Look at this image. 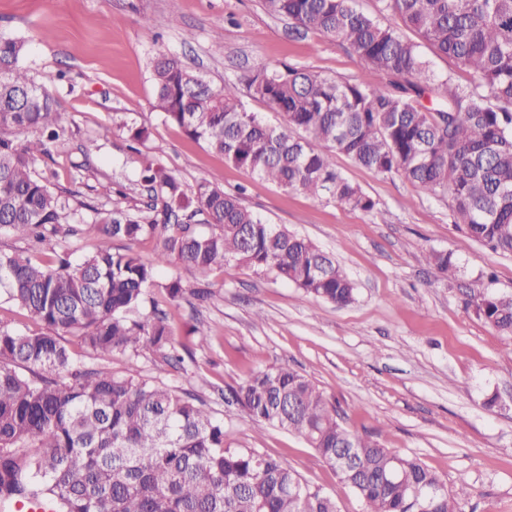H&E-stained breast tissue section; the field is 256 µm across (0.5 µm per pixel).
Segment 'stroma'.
<instances>
[{
	"label": "stroma",
	"instance_id": "obj_1",
	"mask_svg": "<svg viewBox=\"0 0 512 512\" xmlns=\"http://www.w3.org/2000/svg\"><path fill=\"white\" fill-rule=\"evenodd\" d=\"M0 33L26 40L30 75L56 94L66 133L35 168L70 203L98 204L101 184L118 181L128 194L114 206L140 207V153L189 187L203 180L244 187L246 207L333 255L356 287L355 302L342 307L307 300L271 273L217 269L208 276L214 295L200 308L207 344L185 334L187 303L152 291L189 350L188 375L144 358L130 365L96 357L70 336L73 352L99 369L130 365L198 393L223 417L227 442L280 459L334 495L337 512H362L358 495L303 439L256 427L224 403L222 390L259 367L286 364L335 402L349 430L418 458L448 489L467 485L459 512H512V359L505 355L512 338L475 306L485 294L512 296V257L465 239L448 198L402 177L375 174L339 154L337 169L376 207L318 202L226 163L151 108L150 62L161 52L176 54L215 88L243 77L257 60L353 80L362 72L356 57L319 33L289 36L287 20L268 15L261 0H0ZM105 126L112 133L103 139ZM140 127L148 137L134 153L129 131ZM432 250L453 253L457 274L434 270ZM492 396L495 406L486 407Z\"/></svg>",
	"mask_w": 512,
	"mask_h": 512
}]
</instances>
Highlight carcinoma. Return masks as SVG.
Returning <instances> with one entry per match:
<instances>
[{
  "label": "carcinoma",
  "mask_w": 512,
  "mask_h": 512,
  "mask_svg": "<svg viewBox=\"0 0 512 512\" xmlns=\"http://www.w3.org/2000/svg\"><path fill=\"white\" fill-rule=\"evenodd\" d=\"M265 11L345 45L363 74L340 82L318 71L263 61L215 89L173 54L153 64L152 108L193 140L287 191L365 212L376 202L334 163L337 153L378 175H402L424 193L447 194L463 236L512 256V0H381L384 24L354 0H262ZM414 31L421 42L403 34ZM453 61L473 83L439 77L420 49ZM27 43L0 35V233L52 253L36 260L0 250V297L42 330L0 324V505L48 501L54 512H336L335 498L279 459L233 448L224 419L197 394L136 372L89 368L65 345L159 361L188 373L166 313L149 290L176 302L175 265L200 275L246 266L270 272L313 300L348 306L354 283L309 239L271 224L213 181L193 189L139 159L145 208L92 207L87 218L55 193L34 164L60 137L54 94L23 65ZM285 115L265 124L246 110L240 85ZM89 238L74 263L58 247ZM153 238L146 259L129 244ZM128 246L113 248L112 242ZM440 273L453 253L431 250ZM485 322L512 335V297L476 303ZM227 402L253 424L303 438L354 491L364 512H458L467 488H446L415 459L349 431L329 397L283 364L254 371Z\"/></svg>",
  "instance_id": "cac0c4a2"
}]
</instances>
